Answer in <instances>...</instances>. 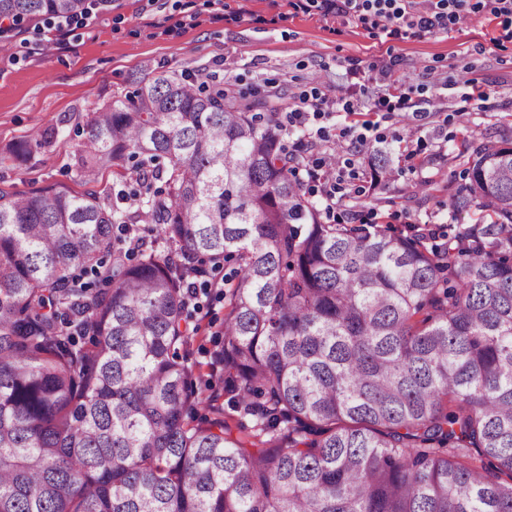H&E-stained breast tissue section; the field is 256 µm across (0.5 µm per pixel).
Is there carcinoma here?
Instances as JSON below:
<instances>
[{"instance_id": "cac0c4a2", "label": "carcinoma", "mask_w": 512, "mask_h": 512, "mask_svg": "<svg viewBox=\"0 0 512 512\" xmlns=\"http://www.w3.org/2000/svg\"><path fill=\"white\" fill-rule=\"evenodd\" d=\"M260 105L144 77L75 158L84 183L135 182V211L0 191V512H512V145L463 141L452 211L474 222L430 244L324 221ZM373 170L395 174L385 152ZM133 224L176 255L129 262ZM230 260L235 430L195 419L180 354L190 278Z\"/></svg>"}]
</instances>
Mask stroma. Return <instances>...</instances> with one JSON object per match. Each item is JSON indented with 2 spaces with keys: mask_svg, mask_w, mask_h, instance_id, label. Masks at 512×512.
<instances>
[{
  "mask_svg": "<svg viewBox=\"0 0 512 512\" xmlns=\"http://www.w3.org/2000/svg\"><path fill=\"white\" fill-rule=\"evenodd\" d=\"M54 38L45 26L0 33V190L88 188L112 201L120 188L116 173L102 169L87 186L73 167L92 110L131 95L137 78L186 69L248 95L278 93L287 103L314 87L329 101L350 102L352 112L327 120L324 137L297 130L288 142L301 144L310 161L353 158L363 188L356 213L397 232L412 224L445 233L471 224L470 214L449 209L459 166L448 155L471 133L493 145L512 141V17L486 11L446 33L393 40L317 10H294L288 0H114L111 12L86 20L66 45L55 46ZM354 68L390 70L423 94L411 113L379 116L371 107L380 85H355ZM359 118L378 122L379 140L361 147L341 136ZM43 131L52 135L49 144L15 157L18 144ZM380 150L400 170L383 190L370 178ZM232 287L225 282L210 296L198 333L183 349L201 416L227 407L224 370L214 357L223 347Z\"/></svg>",
  "mask_w": 512,
  "mask_h": 512,
  "instance_id": "obj_1",
  "label": "stroma"
}]
</instances>
